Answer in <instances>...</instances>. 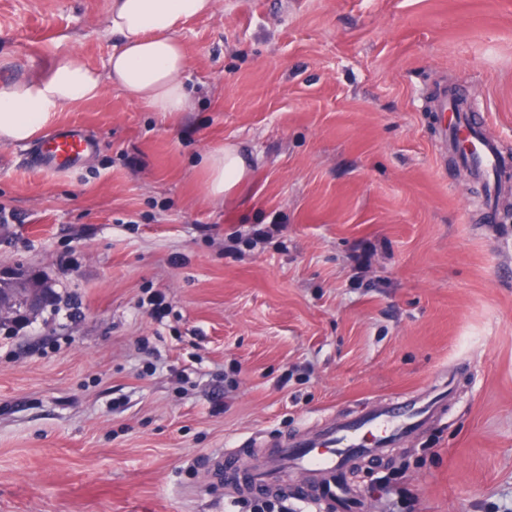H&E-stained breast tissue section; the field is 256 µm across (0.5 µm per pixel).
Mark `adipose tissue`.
Listing matches in <instances>:
<instances>
[{
	"label": "adipose tissue",
	"instance_id": "1",
	"mask_svg": "<svg viewBox=\"0 0 512 512\" xmlns=\"http://www.w3.org/2000/svg\"><path fill=\"white\" fill-rule=\"evenodd\" d=\"M219 0H112L108 27L119 42L106 73L77 54L58 59L41 79L0 82V144L32 140L65 107L100 96L114 85L151 111L188 112L193 100L182 74L187 54L177 37L182 25L218 11ZM207 193L223 197L247 175L238 146L226 145L204 159Z\"/></svg>",
	"mask_w": 512,
	"mask_h": 512
}]
</instances>
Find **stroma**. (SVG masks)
<instances>
[{"label": "stroma", "instance_id": "stroma-1", "mask_svg": "<svg viewBox=\"0 0 512 512\" xmlns=\"http://www.w3.org/2000/svg\"><path fill=\"white\" fill-rule=\"evenodd\" d=\"M111 0H0V80L78 53ZM192 111L65 108L62 173L0 145V512H252L260 452L450 377L441 421L356 473L362 512H512V211L440 148L448 81L512 167V0H220L180 31ZM250 174L223 199L205 156ZM93 148L79 126H63L39 143L35 165L43 171H61L78 164ZM207 172V193L212 198H222L233 190L247 175L246 161L236 145H225L209 153L204 159ZM2 269V267H1ZM0 269V325L37 317L49 300V288L14 273L4 279Z\"/></svg>", "mask_w": 512, "mask_h": 512}]
</instances>
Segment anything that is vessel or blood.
Instances as JSON below:
<instances>
[{
  "label": "vessel or blood",
  "mask_w": 512,
  "mask_h": 512,
  "mask_svg": "<svg viewBox=\"0 0 512 512\" xmlns=\"http://www.w3.org/2000/svg\"><path fill=\"white\" fill-rule=\"evenodd\" d=\"M430 109L448 116L442 130L447 144H454L459 134L468 135L474 145L468 164L480 180L494 184L501 164L497 148L465 115L454 112L447 83L436 86ZM93 148L80 127L63 126L39 143L35 165L43 171H61L78 164ZM442 406L438 399L410 396L360 417L326 422L312 435L281 442L260 458L228 448L224 472L240 495L262 490L291 493L306 510L321 505L331 512H359L363 492L353 473L362 462L384 456L411 434L436 424Z\"/></svg>",
  "instance_id": "vessel-or-blood-1"
}]
</instances>
